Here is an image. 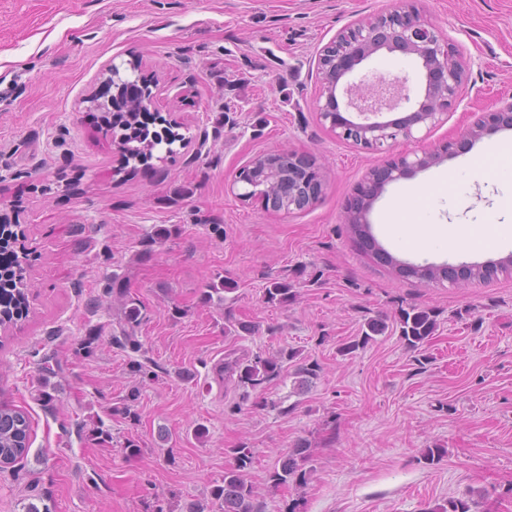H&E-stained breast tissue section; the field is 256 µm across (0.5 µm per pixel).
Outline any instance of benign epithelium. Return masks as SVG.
<instances>
[{
	"label": "benign epithelium",
	"mask_w": 512,
	"mask_h": 512,
	"mask_svg": "<svg viewBox=\"0 0 512 512\" xmlns=\"http://www.w3.org/2000/svg\"><path fill=\"white\" fill-rule=\"evenodd\" d=\"M381 50L414 55L423 69V85L416 97H411L407 79L391 83L378 81L364 89L360 83L348 82V77L367 59ZM320 89L317 112L322 121L337 138L371 151H384L397 144L417 140L414 132L431 129L440 124L443 116L455 104L465 81V63L449 40L437 28L420 18L408 0H398L390 10L366 21H361L336 35L323 47L317 59ZM147 89L135 103L140 112H150L157 118L159 132L176 129L180 123L178 113L164 107L160 101L159 83L146 77ZM117 77L112 65L103 66L96 86L81 99L85 109L101 113L104 125L112 123V97ZM407 104L406 115L373 121L368 115L377 116L383 111L393 112ZM353 109L364 116L354 122L342 115V110ZM512 128V104L493 111L483 112L470 130L456 140L446 142L431 150L408 149L387 163L368 171L357 185L345 205L347 222L367 223L373 201L385 185L401 179L411 172L425 168L443 157L468 150L473 141L488 131ZM288 163L302 170H318L316 158L307 152L280 151ZM323 193V183L312 181L304 192L288 186L281 196L288 202L302 200L304 207L315 204ZM469 265H448V284L461 285L472 280Z\"/></svg>",
	"instance_id": "7a95c632"
}]
</instances>
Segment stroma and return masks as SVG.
<instances>
[{"mask_svg":"<svg viewBox=\"0 0 512 512\" xmlns=\"http://www.w3.org/2000/svg\"><path fill=\"white\" fill-rule=\"evenodd\" d=\"M393 3L0 0V211L25 231L30 304L0 330V397L33 427L27 458L0 470V512H189L212 504L241 444L263 512H426L461 496L512 512V277L426 283L361 252L345 203L391 154L337 139L316 110L322 47ZM416 5L467 64L461 96L421 143L430 149L512 103V0ZM134 54L189 143L153 171L119 175L82 98L105 64L126 69ZM360 72L421 86L413 55L398 64L383 50ZM279 150L321 166L324 194L307 210L240 197L237 171ZM116 275L126 296L110 288ZM227 277L234 292L204 298ZM284 277L296 300L266 302L267 281ZM130 300L142 321L128 340ZM414 304L436 312L428 345L407 349L391 328L339 354L366 318ZM288 347L320 366L307 387L288 368L257 388L213 373L228 351ZM302 438L306 484L271 487ZM437 444L446 456L425 465Z\"/></svg>","mask_w":512,"mask_h":512,"instance_id":"stroma-1","label":"stroma"}]
</instances>
